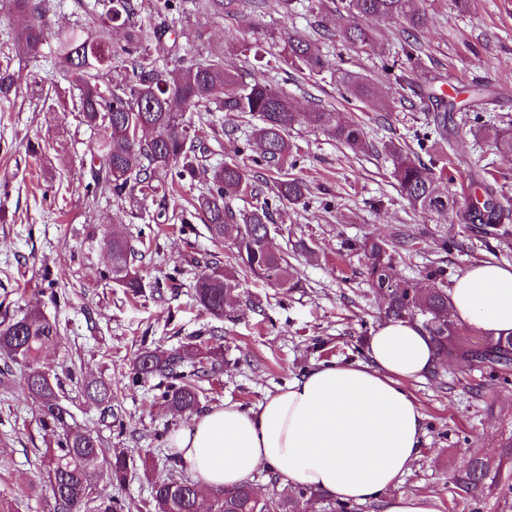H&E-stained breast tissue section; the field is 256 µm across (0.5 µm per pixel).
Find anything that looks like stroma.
Here are the masks:
<instances>
[{
    "label": "stroma",
    "mask_w": 512,
    "mask_h": 512,
    "mask_svg": "<svg viewBox=\"0 0 512 512\" xmlns=\"http://www.w3.org/2000/svg\"><path fill=\"white\" fill-rule=\"evenodd\" d=\"M422 4L428 29L419 40L427 77L404 89L394 84L390 69L404 38L399 20L370 21L371 50L318 37L320 25L333 31L345 24L339 0H265L260 10L252 0H241L237 12L223 16L213 14L206 0H196L195 7L167 16V24L183 32V56L223 50L227 65L262 73L301 110L341 112L358 120L374 145L357 153L325 130L302 125L288 132V141L298 148L292 174L306 180L311 193L306 204L274 211L278 230L272 244L287 253L302 285L286 292L241 277L240 297L221 320L193 296L210 255L228 265L234 261L232 245L213 242L203 221L190 212L189 200L208 182L207 169L117 208L84 191L94 169L88 148L101 131L80 124L72 112L43 104L52 82L50 58L23 63L19 88L0 99V322L34 308L56 321L61 342L39 365L61 380L63 403L76 422L131 458L135 473L125 484L96 483L131 512H146L150 476L187 474L186 465L170 466L169 445L175 431L193 430L191 416L157 403L150 385L131 383V362L143 347L173 350L189 337L222 329L224 370L201 405L231 401L253 407L318 365L363 359L385 304L369 288L350 249L352 240L389 239L400 232L417 238V252L396 256L398 272L411 280L429 265L442 266L452 281L479 262L512 264V238L486 240L480 225L463 230L413 209L397 189L391 160L377 150L390 139L416 147L431 117L430 96L462 101L470 87L490 86L491 95L475 110L454 115L459 126L449 140L454 165L443 166L432 153L420 158L432 165L435 184L444 192L468 183L470 170L489 172L504 225L512 229V156L472 134L483 122L512 125V0H471L464 10L455 0ZM287 32L315 39L331 68L317 75L289 68L283 60ZM344 70L370 80L396 100V108L375 112L343 97L339 74ZM184 119L202 128L210 165L250 163L262 197H273L276 176L258 163V147L246 139L256 117L227 113L220 125L207 124L201 112L185 113ZM226 125L237 126L236 136L223 133ZM110 229L142 252L139 269L146 289L141 297L126 295L107 278L103 234ZM452 235L458 247L442 249L443 239ZM299 239L313 244L314 255L293 252ZM102 374L112 379L108 407L87 400L77 384ZM409 389L425 417L424 437L420 456L396 493L432 496L439 512H512V491L505 489L477 502L455 503L448 495V482L469 449L496 448L512 436V381L451 361L437 364ZM39 416L21 370H14L8 386L0 385V512H42L49 490L39 482V458L48 437ZM32 480L37 487L30 492L26 485Z\"/></svg>",
    "instance_id": "stroma-1"
}]
</instances>
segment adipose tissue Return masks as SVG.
<instances>
[{
	"instance_id": "1",
	"label": "adipose tissue",
	"mask_w": 512,
	"mask_h": 512,
	"mask_svg": "<svg viewBox=\"0 0 512 512\" xmlns=\"http://www.w3.org/2000/svg\"><path fill=\"white\" fill-rule=\"evenodd\" d=\"M460 327L512 334V265L470 267L449 290ZM364 361L311 370L255 407L224 402L194 414L191 434L175 433L173 452L202 490L228 491L272 468L291 485L342 502L377 500L382 512H438L426 495L395 494L419 457L424 416L408 390L438 361L422 327L382 321Z\"/></svg>"
}]
</instances>
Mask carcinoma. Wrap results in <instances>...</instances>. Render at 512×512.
<instances>
[{
    "label": "carcinoma",
    "mask_w": 512,
    "mask_h": 512,
    "mask_svg": "<svg viewBox=\"0 0 512 512\" xmlns=\"http://www.w3.org/2000/svg\"><path fill=\"white\" fill-rule=\"evenodd\" d=\"M18 26L12 28L16 55L37 62L43 57L46 16L52 0H11ZM81 23L58 32L53 47L54 95L62 87L79 91L71 99V111L82 124L104 132L89 147L100 167L87 194L113 198L118 202L136 194L148 195L153 182L162 177L180 179L202 162L205 147L198 130L184 123L188 111L250 114L260 124L251 132L261 147L262 161L269 170L288 166L291 145L288 130L297 125L327 129L337 141L353 151L370 146L362 126L340 112L313 109L299 112L287 94L265 78H243L238 69L224 64V51L185 59L180 55L181 33L174 32L172 43L164 41L166 30H151L138 21V0H79ZM346 12L354 18L395 17L402 21L408 38L402 51L407 61L419 59L421 43L416 33L427 30V16L420 0H344ZM119 24L124 40L112 41L111 28ZM341 37L352 45L372 44L371 32L361 26L345 27ZM285 62L299 70L318 74L330 66L307 37L286 34ZM14 55V56H16ZM14 56L0 52V97L7 98L21 75L14 68ZM119 63L131 76L113 75L112 64ZM344 92L375 110L390 107L389 98L358 75L344 72ZM434 117L439 140L448 144V123L458 109L453 100L439 99ZM501 153L512 155V131L483 125L479 128ZM383 152L393 162V176L401 196L409 205L426 213L448 218L464 228L484 225L487 235L504 237L500 229L502 212L495 191L483 188L484 195L460 200L457 195H438L434 172L416 160L413 152L393 141L383 144ZM252 191L246 164L224 162L213 167L206 190L193 198L192 207L203 216L211 238L228 242L235 249L236 267L221 266L219 259L205 263L193 285L195 297L211 316L224 317L239 289L238 272L265 281L277 288L302 287L287 256L265 247L271 234L272 204L264 200L242 214L232 201ZM309 187L299 177L277 181L275 197L281 203L297 205L307 198ZM111 266L108 277L133 296L143 293L142 277L135 267L137 251L122 235L111 232L103 237ZM414 240L396 237L386 241L367 237L355 244L371 288L386 300L387 317L394 320L428 316L425 329L437 344L443 358H464L476 368L508 381L512 361V335L482 339L485 353L469 355L466 331L448 319L446 271L440 266L425 268L428 286L394 279L393 252L412 250ZM217 333L203 339L194 336L179 348L166 351L161 346L143 347L132 361L134 377L158 378L160 400L178 413L196 412L204 395L202 383L219 379L224 368L223 347L213 341ZM56 322L39 310L0 322V381L9 380L12 367L23 370L28 394L41 407V425L58 435L55 446L42 455L43 478L49 487L43 512H125V504L92 488L94 476L122 485L133 469L122 451L104 447L98 436L81 426L68 424L70 412L61 403L60 382L37 366L40 354L60 342ZM84 395L99 404L112 403V378L100 376L83 384ZM512 479V437L499 448H473L467 465L457 471L450 492L464 501L484 491H492ZM196 483L185 476H158L151 480L149 512H196ZM319 498L309 488L285 487L264 501L254 497L252 487L216 491L210 512H303L304 506Z\"/></svg>",
    "instance_id": "obj_1"
}]
</instances>
